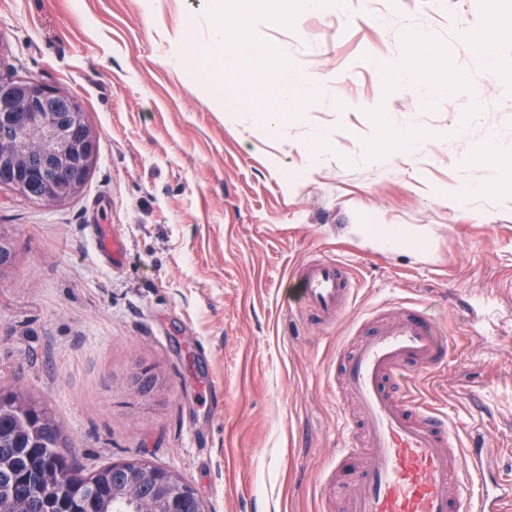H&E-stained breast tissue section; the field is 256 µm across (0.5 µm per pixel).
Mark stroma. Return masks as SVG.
<instances>
[{
	"label": "stroma",
	"instance_id": "35a3bbf8",
	"mask_svg": "<svg viewBox=\"0 0 512 512\" xmlns=\"http://www.w3.org/2000/svg\"><path fill=\"white\" fill-rule=\"evenodd\" d=\"M270 54L326 75L287 133L262 140L276 89L224 49L215 72L197 47L202 0H0V44L20 78L76 97L99 141L82 191L57 204L0 185V225L16 245L0 276V386L46 403L84 471L155 461L206 512H324L322 486L350 409L333 379L356 316L410 302L445 334L448 362L420 395L463 442L487 449L512 484V184L468 158L512 144V47L500 77L476 66L466 32L512 24V0H352L345 12L269 0ZM430 33L436 78L464 88L425 98L377 62ZM187 36L178 64L170 39ZM422 136L412 158L364 162L365 145ZM320 143H312L313 133ZM466 182L459 205L440 188ZM111 225L125 261L104 266L89 234ZM357 224L423 227L414 253L380 249ZM314 258L347 263L350 312L323 326L288 307V276ZM158 390L142 397L130 377Z\"/></svg>",
	"mask_w": 512,
	"mask_h": 512
}]
</instances>
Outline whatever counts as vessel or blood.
I'll return each mask as SVG.
<instances>
[{
    "instance_id": "b4317fda",
    "label": "vessel or blood",
    "mask_w": 512,
    "mask_h": 512,
    "mask_svg": "<svg viewBox=\"0 0 512 512\" xmlns=\"http://www.w3.org/2000/svg\"><path fill=\"white\" fill-rule=\"evenodd\" d=\"M98 256L119 266L124 248L108 224L91 227ZM310 317L334 323L349 309L355 288L345 263L313 259L292 273ZM362 339L337 371L358 408L344 419L342 448L326 496L346 489L344 512H504L512 491L498 489L481 448L460 447L442 414L420 400L413 387L419 376L438 370L448 346L438 328L416 307L403 305L389 318H358ZM372 456L361 471L350 462L363 449ZM482 492L471 498L466 486Z\"/></svg>"
}]
</instances>
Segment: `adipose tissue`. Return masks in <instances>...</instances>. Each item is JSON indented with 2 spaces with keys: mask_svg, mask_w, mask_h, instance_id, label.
<instances>
[{
  "mask_svg": "<svg viewBox=\"0 0 512 512\" xmlns=\"http://www.w3.org/2000/svg\"><path fill=\"white\" fill-rule=\"evenodd\" d=\"M249 14V26H241L234 17H227L223 9H216L212 16L211 38L205 44V57L223 50L227 41H234L253 56L258 65L253 79L258 83L274 84L278 92V107L269 113L267 135L273 136L287 130L292 117L302 112V105L309 98L319 93L323 86L322 78L299 73L289 69L288 52L280 50L277 60H269L264 43L256 36L252 23L260 18H267L270 24L279 25L287 22L284 14L265 15L262 4L264 0H241ZM429 38L426 33L413 32L405 38L404 59L387 66L392 77L417 84L427 93L445 95L455 89L462 81L457 73H449L445 81H436L430 69L429 58L423 52Z\"/></svg>",
  "mask_w": 512,
  "mask_h": 512,
  "instance_id": "ef3b65f1",
  "label": "adipose tissue"
}]
</instances>
